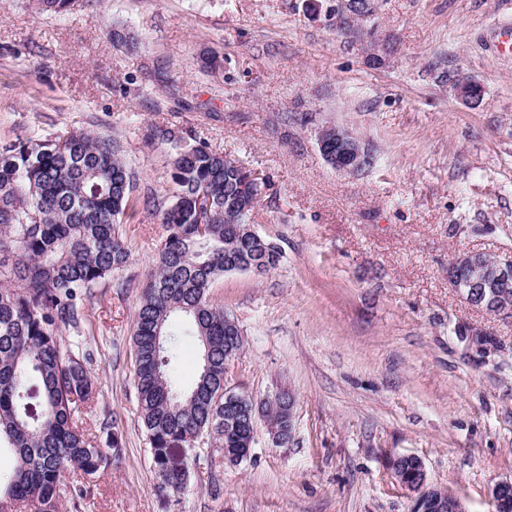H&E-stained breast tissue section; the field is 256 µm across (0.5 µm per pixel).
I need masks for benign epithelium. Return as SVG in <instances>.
<instances>
[{
	"label": "benign epithelium",
	"mask_w": 512,
	"mask_h": 512,
	"mask_svg": "<svg viewBox=\"0 0 512 512\" xmlns=\"http://www.w3.org/2000/svg\"><path fill=\"white\" fill-rule=\"evenodd\" d=\"M328 20L336 30L344 35L356 34L362 22L359 6L353 0H336V6L330 9ZM476 81L460 78L454 84L455 95L468 105L477 104L474 94ZM336 142V157L324 155L325 160L334 169L343 173L358 171L364 161V152L356 137L349 131L337 127H326L318 134V148ZM456 265L468 272L465 281L453 276L448 283L470 306L491 315L512 317V256H496L491 262L482 260V252L469 251L456 257ZM464 339L469 347L482 354L498 349L492 342L490 333L470 325L464 328ZM264 403L253 398L224 391V408L229 416L239 420L256 422L263 413ZM410 461L415 465L413 473L404 471L403 463ZM390 467L398 484L414 495L413 508L416 512H466L460 498L445 494L427 483L423 462L416 456L405 455L390 461ZM512 479L499 482L492 490L494 512H503L512 504Z\"/></svg>",
	"instance_id": "1"
}]
</instances>
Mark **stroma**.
<instances>
[{
    "mask_svg": "<svg viewBox=\"0 0 512 512\" xmlns=\"http://www.w3.org/2000/svg\"><path fill=\"white\" fill-rule=\"evenodd\" d=\"M335 2L77 0L45 17L0 0V143L105 133L136 174L120 224L130 259L92 289L81 338L95 398L78 419L95 435L112 418L121 446L86 477L81 507L60 492L59 512H410L389 466L404 455L466 512H492V488L512 477V319L448 284L460 253H512V56L491 47L512 0H379L354 38L326 20ZM211 55L221 65L203 71ZM461 76L483 85L480 104L456 98ZM326 126L354 133L370 165H328ZM175 137L270 184L252 224L278 265L227 273L211 298L242 333L225 387L294 397L287 445L261 422L240 465L197 449L177 496L152 468L132 344ZM461 322L498 336V351L468 349Z\"/></svg>",
    "mask_w": 512,
    "mask_h": 512,
    "instance_id": "obj_1",
    "label": "stroma"
}]
</instances>
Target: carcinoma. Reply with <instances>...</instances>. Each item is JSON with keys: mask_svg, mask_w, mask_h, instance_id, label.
<instances>
[{"mask_svg": "<svg viewBox=\"0 0 512 512\" xmlns=\"http://www.w3.org/2000/svg\"><path fill=\"white\" fill-rule=\"evenodd\" d=\"M54 16L75 0H34ZM172 196L160 204L167 235L156 274L137 311L134 383L152 467L161 489L178 492L192 474L176 460L177 444L207 435L220 448L246 447L242 428L224 421V307L210 296L224 258L277 266L268 240L241 231L266 183L205 142L175 145ZM135 175L108 135L72 129L54 140L17 139L0 147V512H58L69 482L74 508L89 490L70 476L92 475L103 448L121 447L112 423L91 440L76 420L93 398L91 354L62 338L81 333L92 288L122 267L131 248L118 224L133 208ZM197 338L201 365L189 387L177 374L180 339Z\"/></svg>", "mask_w": 512, "mask_h": 512, "instance_id": "1", "label": "carcinoma"}]
</instances>
